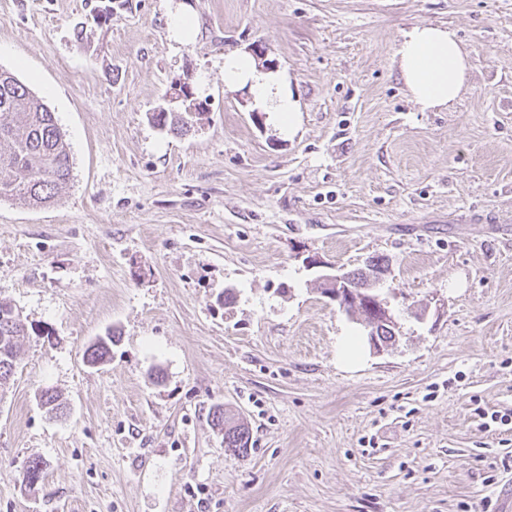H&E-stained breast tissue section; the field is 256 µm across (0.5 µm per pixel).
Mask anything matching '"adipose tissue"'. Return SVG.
<instances>
[{"label":"adipose tissue","instance_id":"obj_1","mask_svg":"<svg viewBox=\"0 0 512 512\" xmlns=\"http://www.w3.org/2000/svg\"><path fill=\"white\" fill-rule=\"evenodd\" d=\"M398 54L401 76L421 109L445 106L460 96L468 77V54L453 31L416 25L404 33ZM224 79L231 85L249 84L265 111L275 113L282 125H293L297 106L290 90L272 75L260 72L253 58L225 56Z\"/></svg>","mask_w":512,"mask_h":512}]
</instances>
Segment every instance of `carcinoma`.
Returning <instances> with one entry per match:
<instances>
[{
  "label": "carcinoma",
  "instance_id": "cac0c4a2",
  "mask_svg": "<svg viewBox=\"0 0 512 512\" xmlns=\"http://www.w3.org/2000/svg\"><path fill=\"white\" fill-rule=\"evenodd\" d=\"M202 112H165L151 114V121L161 129L183 134L203 120ZM0 200H18L29 206H44L53 202L72 179L73 161L68 144L59 129L54 113L22 84L12 73L0 69ZM385 266L382 259H371L365 268L347 273L352 286L366 282L373 269ZM12 305L0 300V391L8 388L17 364L20 338L36 331L26 318L10 315ZM116 342L109 333L89 344L84 352L86 361L99 364L106 360ZM212 423L224 431V447L233 449V456L248 454L249 427L231 424L224 409L211 413ZM44 461L34 458L22 468V483L32 488L43 478Z\"/></svg>",
  "mask_w": 512,
  "mask_h": 512
}]
</instances>
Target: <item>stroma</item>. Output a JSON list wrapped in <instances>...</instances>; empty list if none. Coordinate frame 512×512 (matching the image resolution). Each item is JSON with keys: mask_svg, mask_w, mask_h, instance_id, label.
Instances as JSON below:
<instances>
[{"mask_svg": "<svg viewBox=\"0 0 512 512\" xmlns=\"http://www.w3.org/2000/svg\"><path fill=\"white\" fill-rule=\"evenodd\" d=\"M420 23L469 55L466 91L435 112L399 72ZM256 44L293 131L224 82L225 54ZM1 68L54 112L74 169L50 205L0 201V299L36 328L0 396V512L495 499L512 478V428L482 419L512 410V0H0ZM185 76L209 112L176 136L150 115ZM372 258L397 321L380 354L320 278ZM47 389L65 416L40 408ZM217 405L248 424L246 458L225 452ZM32 458L47 470L30 489ZM116 342L115 332L108 333L106 336L97 338L89 344L84 352L86 361L91 364H99L106 360L112 352V345Z\"/></svg>", "mask_w": 512, "mask_h": 512, "instance_id": "35a3bbf8", "label": "stroma"}]
</instances>
